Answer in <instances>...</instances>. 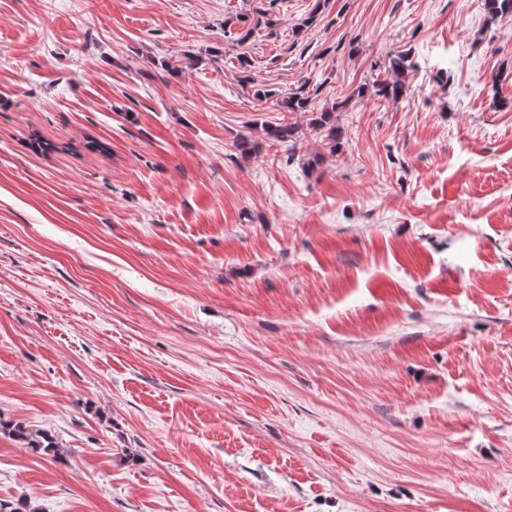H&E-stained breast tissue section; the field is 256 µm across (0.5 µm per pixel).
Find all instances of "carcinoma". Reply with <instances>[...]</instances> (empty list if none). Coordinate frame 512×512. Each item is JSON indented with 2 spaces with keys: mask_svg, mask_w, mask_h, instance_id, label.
Segmentation results:
<instances>
[{
  "mask_svg": "<svg viewBox=\"0 0 512 512\" xmlns=\"http://www.w3.org/2000/svg\"><path fill=\"white\" fill-rule=\"evenodd\" d=\"M484 2L491 18L512 17V0H484ZM320 10L321 0H316L307 16L292 29L293 35L297 37L304 30L314 26L317 23ZM412 67L413 64L406 54L397 53L389 56L384 62V69L388 73L389 79L374 84V94L388 102L399 101L408 91L406 74ZM237 81L250 86L255 99L260 102L270 100L278 107L279 111L283 112L284 117L280 119V122L274 125H262L264 138L287 147L291 151L289 158L300 157L304 169L314 171L324 163L325 154L334 155L339 152L342 146L341 133L335 125L333 116V113L339 108L338 104L315 110L316 93L307 90L305 83L294 89L289 88L283 91L267 88L250 70L249 61L244 56L240 57ZM309 113L312 114L309 126L322 136L323 151L299 156L297 151L302 148L303 127L297 118L304 117ZM8 430L13 438L21 444L40 451L53 460H59L63 456L62 449L58 447L57 442L46 433L33 432L20 423L8 425ZM0 512H39V509L32 501L22 497L14 501L0 499Z\"/></svg>",
  "mask_w": 512,
  "mask_h": 512,
  "instance_id": "1",
  "label": "carcinoma"
}]
</instances>
